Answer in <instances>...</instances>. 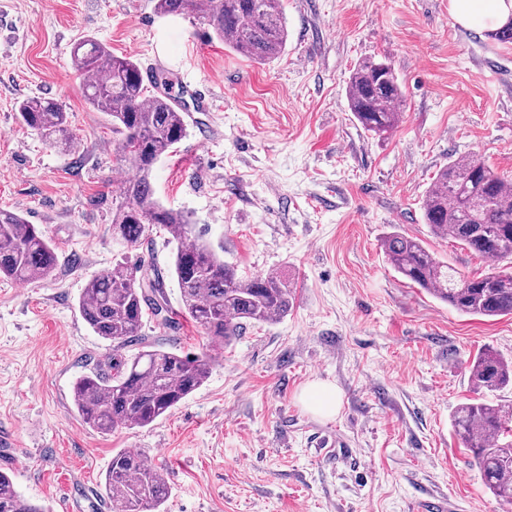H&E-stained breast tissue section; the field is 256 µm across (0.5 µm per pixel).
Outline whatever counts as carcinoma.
<instances>
[{
	"label": "carcinoma",
	"mask_w": 512,
	"mask_h": 512,
	"mask_svg": "<svg viewBox=\"0 0 512 512\" xmlns=\"http://www.w3.org/2000/svg\"><path fill=\"white\" fill-rule=\"evenodd\" d=\"M163 16L197 15L224 45L260 63L286 50L288 28L281 0H156ZM74 70L83 77L86 102L112 118L120 160L135 175L120 187L112 208V237L122 247L148 239L150 227L165 229L176 242L172 272L180 313L213 340L229 343L250 324L280 320L292 309L290 288L278 275L240 276L210 243L195 232L187 214L154 197L155 163L189 136L182 110L168 93L150 94L144 70L134 58L116 56L94 39L75 42ZM350 111L363 130L385 136L398 127L404 94L387 61L364 60L349 77ZM17 112L27 127L74 147L68 113L55 99L29 96ZM431 232L451 239L482 258L512 265V182L475 155L448 162L436 174L422 203ZM387 263L405 279L471 316L512 315V273L465 278L423 243L394 231L382 240ZM58 255L45 235L22 214L0 210V277L36 282L51 277ZM163 276L153 265L120 259L93 276L79 298L91 330L113 343L112 358L73 384L74 406L83 421L102 434L120 426L146 427L166 416L208 377L210 363L162 349L121 350L142 343L145 314L159 327L176 329V314L164 298ZM478 387L512 386V364L491 349L471 366ZM453 427L472 453L484 482L502 503L512 505V404L461 405ZM104 491L112 512H160L170 488L162 470L140 453H112ZM0 512H48L20 495L10 475L0 472Z\"/></svg>",
	"instance_id": "cac0c4a2"
}]
</instances>
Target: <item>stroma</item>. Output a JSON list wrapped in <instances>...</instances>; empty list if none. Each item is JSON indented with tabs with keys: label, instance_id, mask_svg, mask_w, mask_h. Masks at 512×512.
<instances>
[{
	"label": "stroma",
	"instance_id": "stroma-1",
	"mask_svg": "<svg viewBox=\"0 0 512 512\" xmlns=\"http://www.w3.org/2000/svg\"><path fill=\"white\" fill-rule=\"evenodd\" d=\"M155 0H0V209L18 210L57 249L51 278H0V471L50 512H110L103 483L116 449L164 469V512H512L485 487L456 436V409L507 404L470 377L489 348L512 362V316L462 315L396 273L381 241L421 239L465 276L493 264L434 236L421 205L437 171L476 154L512 181V43L454 23L449 0H282L288 45L271 62L245 58L193 16L162 17ZM94 38L143 68L166 71L170 93L211 91L189 112V135L153 169L156 199L188 213L246 276L277 274L294 307L250 325L231 344L188 319L143 320V344L210 360L206 383L144 428L102 434L72 403L75 379L112 354L82 318L87 280L118 253L164 271L165 233L121 249L112 205L127 173L110 117L88 105L70 60ZM383 59L405 94L387 137L349 110L356 64ZM61 101L75 152L25 126L15 106ZM336 387V416L313 414L303 389ZM333 450L323 454L318 438Z\"/></svg>",
	"mask_w": 512,
	"mask_h": 512
}]
</instances>
